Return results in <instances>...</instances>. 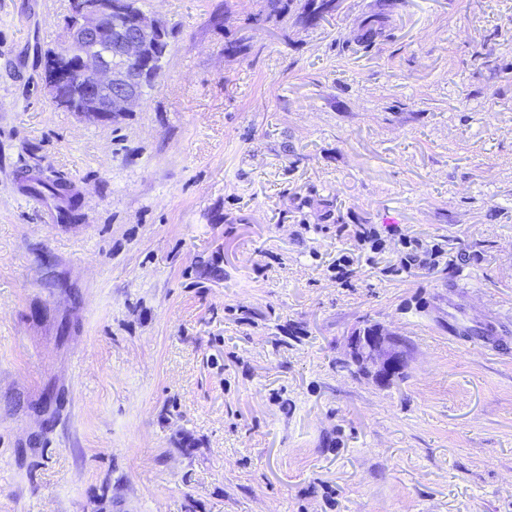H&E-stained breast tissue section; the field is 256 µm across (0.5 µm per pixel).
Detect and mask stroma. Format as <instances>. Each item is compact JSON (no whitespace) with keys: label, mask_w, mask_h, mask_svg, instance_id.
Returning <instances> with one entry per match:
<instances>
[{"label":"stroma","mask_w":512,"mask_h":512,"mask_svg":"<svg viewBox=\"0 0 512 512\" xmlns=\"http://www.w3.org/2000/svg\"><path fill=\"white\" fill-rule=\"evenodd\" d=\"M377 2L144 0L162 73L90 116L45 85L69 0H0V512H512V0L366 50ZM348 356L362 372L386 384L406 362L403 339L383 325L360 328L347 341Z\"/></svg>","instance_id":"35a3bbf8"}]
</instances>
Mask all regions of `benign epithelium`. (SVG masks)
Here are the masks:
<instances>
[{
	"label": "benign epithelium",
	"instance_id": "benign-epithelium-1",
	"mask_svg": "<svg viewBox=\"0 0 512 512\" xmlns=\"http://www.w3.org/2000/svg\"><path fill=\"white\" fill-rule=\"evenodd\" d=\"M130 0H71L58 50L47 58L46 87L67 112H133L161 71L165 24ZM348 356L377 383L390 381L406 362L403 339L369 325L347 341Z\"/></svg>",
	"mask_w": 512,
	"mask_h": 512
}]
</instances>
